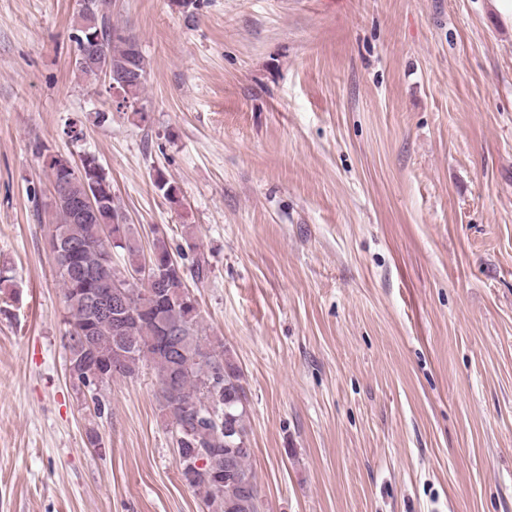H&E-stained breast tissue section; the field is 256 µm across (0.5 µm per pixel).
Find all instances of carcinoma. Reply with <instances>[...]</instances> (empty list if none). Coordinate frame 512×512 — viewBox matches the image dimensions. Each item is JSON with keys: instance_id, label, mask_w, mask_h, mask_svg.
<instances>
[{"instance_id": "obj_1", "label": "carcinoma", "mask_w": 512, "mask_h": 512, "mask_svg": "<svg viewBox=\"0 0 512 512\" xmlns=\"http://www.w3.org/2000/svg\"><path fill=\"white\" fill-rule=\"evenodd\" d=\"M91 11L97 21L93 33L99 48L93 64L75 59V68L88 82L118 74L129 67L139 79L121 86L127 104L137 101L144 88L145 64L136 39L112 24L109 0H83L78 17ZM48 168L53 184L63 192L55 197L57 223L49 225L48 242L60 240L78 247L75 260L57 259L58 275L66 307L68 329L62 338L71 376L94 392L102 383L95 371L106 369L109 379L133 378L150 366L158 383V401L178 433L184 457L200 451L205 465L195 472L189 486L203 495L214 512H263V501L250 464L252 449L241 445L247 436L245 389L239 367L224 343L203 335L198 303L187 288V279L198 285L208 277V262L201 254L185 264V253L173 251L163 235L153 240L151 256L160 280L146 285L132 283L125 289L130 315L116 333L113 321L100 316L93 323L91 358L84 360L85 347L75 340L89 318L85 305L86 284L82 271L93 274V282L109 284L122 271L141 267L143 253L129 225L122 236L113 237L105 226L121 217L112 193V183L93 156L83 159L76 172L68 158L50 156ZM154 186L172 204L179 202L176 189L161 172ZM89 194L98 197L99 215L74 219L71 203ZM125 252V266L112 260V249Z\"/></svg>"}]
</instances>
